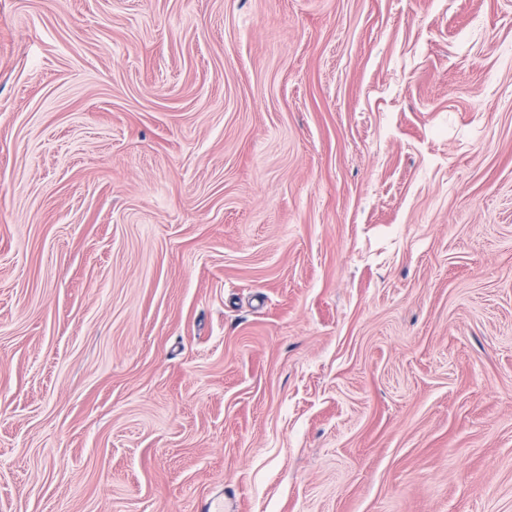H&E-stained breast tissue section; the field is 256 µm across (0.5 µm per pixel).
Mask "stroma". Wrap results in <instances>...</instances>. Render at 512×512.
<instances>
[{
  "instance_id": "obj_1",
  "label": "stroma",
  "mask_w": 512,
  "mask_h": 512,
  "mask_svg": "<svg viewBox=\"0 0 512 512\" xmlns=\"http://www.w3.org/2000/svg\"><path fill=\"white\" fill-rule=\"evenodd\" d=\"M512 512V0H0V512Z\"/></svg>"
}]
</instances>
